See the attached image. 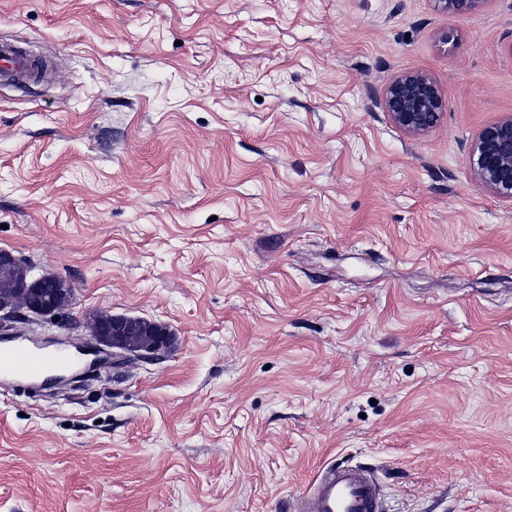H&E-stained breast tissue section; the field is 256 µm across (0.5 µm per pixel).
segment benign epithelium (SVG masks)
<instances>
[{
  "instance_id": "7a95c632",
  "label": "benign epithelium",
  "mask_w": 512,
  "mask_h": 512,
  "mask_svg": "<svg viewBox=\"0 0 512 512\" xmlns=\"http://www.w3.org/2000/svg\"><path fill=\"white\" fill-rule=\"evenodd\" d=\"M450 15L466 16L490 0H435ZM384 108L391 122L412 135H423L435 128L442 116L443 99L435 81L422 72L395 78L387 87ZM474 177L496 196L512 200V115L485 127L472 149ZM62 312L53 302L31 301L18 293L11 304L0 309V333L11 332L19 324L52 318ZM91 341L77 344L82 355L118 352L124 358L154 360L168 352L175 341L166 326L143 318L109 314L89 329Z\"/></svg>"
}]
</instances>
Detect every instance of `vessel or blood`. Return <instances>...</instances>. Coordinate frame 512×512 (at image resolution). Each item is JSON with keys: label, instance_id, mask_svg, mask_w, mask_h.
Instances as JSON below:
<instances>
[{"label": "vessel or blood", "instance_id": "1", "mask_svg": "<svg viewBox=\"0 0 512 512\" xmlns=\"http://www.w3.org/2000/svg\"><path fill=\"white\" fill-rule=\"evenodd\" d=\"M38 60L0 43V82L30 83ZM76 362L67 348L42 351L18 340L0 342V378L35 383L64 374ZM292 512H384L374 474L352 465L327 466L290 503Z\"/></svg>", "mask_w": 512, "mask_h": 512}]
</instances>
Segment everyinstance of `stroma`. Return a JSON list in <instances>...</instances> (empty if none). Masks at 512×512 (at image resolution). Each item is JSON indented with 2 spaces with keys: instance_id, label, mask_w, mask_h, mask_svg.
<instances>
[{
  "instance_id": "35a3bbf8",
  "label": "stroma",
  "mask_w": 512,
  "mask_h": 512,
  "mask_svg": "<svg viewBox=\"0 0 512 512\" xmlns=\"http://www.w3.org/2000/svg\"><path fill=\"white\" fill-rule=\"evenodd\" d=\"M1 42L50 69L0 84V249L175 343L1 392L0 512H284L345 462L385 512H512V201L470 160L512 0H0ZM442 10L455 16H466L478 11L490 0H435ZM384 108L397 128L412 135H423L438 125L443 99L432 78L422 72H410L389 84Z\"/></svg>"
}]
</instances>
